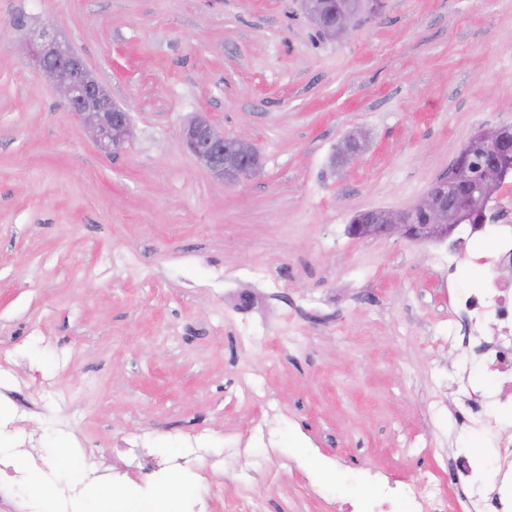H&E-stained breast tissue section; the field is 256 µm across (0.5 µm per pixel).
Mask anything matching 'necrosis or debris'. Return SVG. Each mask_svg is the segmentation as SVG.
I'll use <instances>...</instances> for the list:
<instances>
[{
  "label": "necrosis or debris",
  "mask_w": 512,
  "mask_h": 512,
  "mask_svg": "<svg viewBox=\"0 0 512 512\" xmlns=\"http://www.w3.org/2000/svg\"><path fill=\"white\" fill-rule=\"evenodd\" d=\"M512 190L501 194L482 223L432 254L448 279V344L464 350L466 366H480L485 385L463 381V407L452 410L457 427L485 437L487 458L453 449L441 493L429 475L396 481L377 470L353 475L329 512H512Z\"/></svg>",
  "instance_id": "obj_1"
}]
</instances>
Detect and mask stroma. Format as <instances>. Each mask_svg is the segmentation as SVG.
Instances as JSON below:
<instances>
[{"mask_svg":"<svg viewBox=\"0 0 512 512\" xmlns=\"http://www.w3.org/2000/svg\"><path fill=\"white\" fill-rule=\"evenodd\" d=\"M320 38L302 0H0V512H126L170 483L249 490L262 512H326L311 451L337 474L439 471L430 414L461 358L430 245L357 238V213L407 210L471 136L512 123V0H363ZM47 26L81 54L134 138L103 153L25 58ZM206 117L247 134L256 174L214 178L181 143ZM364 131L354 161L343 139ZM267 270L277 289L254 283ZM51 381L55 389L40 388ZM209 439L169 483L118 480L139 442L159 461ZM356 17L357 15L351 6L343 7L338 16L337 23L322 28L324 38L334 41L344 39L354 28Z\"/></svg>","mask_w":512,"mask_h":512,"instance_id":"1","label":"stroma"}]
</instances>
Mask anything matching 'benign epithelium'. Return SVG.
Masks as SVG:
<instances>
[{"instance_id": "7a95c632", "label": "benign epithelium", "mask_w": 512, "mask_h": 512, "mask_svg": "<svg viewBox=\"0 0 512 512\" xmlns=\"http://www.w3.org/2000/svg\"><path fill=\"white\" fill-rule=\"evenodd\" d=\"M356 13L347 5L337 23L322 28L323 36L334 41L347 37L354 28ZM28 58L36 71L54 80L62 89L70 116L87 125L100 149L116 155L134 137L127 112L116 107L104 86L92 75L84 58L49 36L43 28L31 35ZM476 136L493 145L476 171L467 163V148L456 156L447 177L436 180L421 201L405 211H383L369 224H359V238L399 235L411 241H444L454 234L465 218H476V211L457 199V188L474 184L476 191L488 195L498 187L512 168V126L481 129ZM186 149L214 177L236 182L252 175L257 165L240 160L252 142L244 135L227 136L209 121L196 119L181 130ZM423 210L428 223H413V213Z\"/></svg>"}]
</instances>
